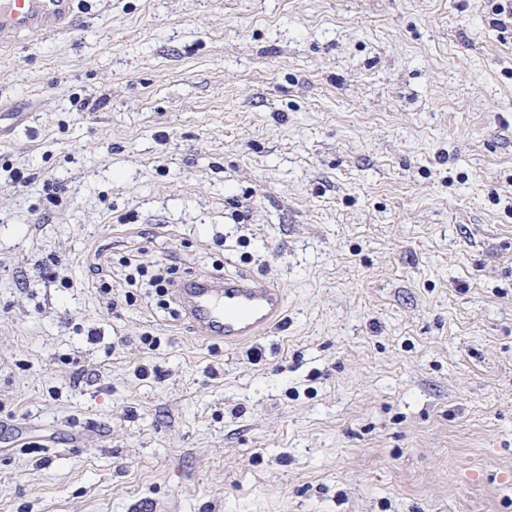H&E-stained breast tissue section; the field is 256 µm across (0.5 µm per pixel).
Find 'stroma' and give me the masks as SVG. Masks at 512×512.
I'll return each instance as SVG.
<instances>
[{"mask_svg":"<svg viewBox=\"0 0 512 512\" xmlns=\"http://www.w3.org/2000/svg\"><path fill=\"white\" fill-rule=\"evenodd\" d=\"M495 3L91 0L0 54V512H512ZM131 254L286 319L203 342Z\"/></svg>","mask_w":512,"mask_h":512,"instance_id":"35a3bbf8","label":"stroma"}]
</instances>
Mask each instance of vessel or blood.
I'll list each match as a JSON object with an SVG mask.
<instances>
[{
    "instance_id": "1",
    "label": "vessel or blood",
    "mask_w": 512,
    "mask_h": 512,
    "mask_svg": "<svg viewBox=\"0 0 512 512\" xmlns=\"http://www.w3.org/2000/svg\"><path fill=\"white\" fill-rule=\"evenodd\" d=\"M77 0H0V49L69 30ZM173 302L200 339L238 345L265 334L285 319L280 286L245 274L200 275L170 291Z\"/></svg>"
}]
</instances>
